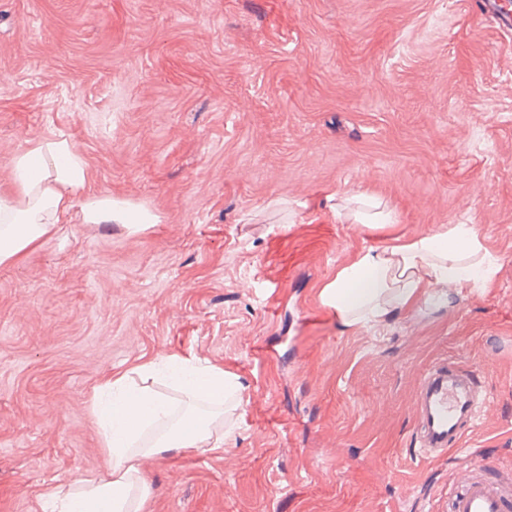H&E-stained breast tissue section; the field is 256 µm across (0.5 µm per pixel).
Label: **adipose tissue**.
I'll use <instances>...</instances> for the list:
<instances>
[{
  "instance_id": "1",
  "label": "adipose tissue",
  "mask_w": 512,
  "mask_h": 512,
  "mask_svg": "<svg viewBox=\"0 0 512 512\" xmlns=\"http://www.w3.org/2000/svg\"><path fill=\"white\" fill-rule=\"evenodd\" d=\"M10 187L0 188V266L20 264L28 252L56 236L73 216L87 224H119L137 232L157 223L156 215L108 193L90 190L92 173L65 136L36 143L12 159ZM358 210L344 218L374 232L354 260L337 269L319 292L344 328L376 326L414 312L419 305H441L464 290L492 287L500 268L471 224H442L427 234L379 238L394 226L395 211L381 200L359 195ZM179 389L189 401L214 411L203 418L184 416L171 423L173 408L162 394L131 389L128 373L107 376L94 394V409L110 466L106 476L73 480L43 496V512H139L148 484L139 464L172 449H222L225 416L240 405V384L223 369L181 360Z\"/></svg>"
}]
</instances>
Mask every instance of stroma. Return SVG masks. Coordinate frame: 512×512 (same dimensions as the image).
Segmentation results:
<instances>
[{
	"instance_id": "35a3bbf8",
	"label": "stroma",
	"mask_w": 512,
	"mask_h": 512,
	"mask_svg": "<svg viewBox=\"0 0 512 512\" xmlns=\"http://www.w3.org/2000/svg\"><path fill=\"white\" fill-rule=\"evenodd\" d=\"M66 135L93 191L148 209L74 222L0 267V512L108 469L93 395L149 362L237 376L220 451L143 459L146 512H448L451 475L512 472V29L470 0H0V185ZM475 225L493 288L343 329L321 285L367 242ZM490 396L461 449L417 448L435 361ZM354 198L358 199L361 204L360 209L346 213L339 202L340 199L336 196V205L331 206V210L336 214V219L350 220L354 224H360L370 232L382 230L397 223L394 209L381 200L364 194Z\"/></svg>"
}]
</instances>
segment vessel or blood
Wrapping results in <instances>:
<instances>
[{
  "label": "vessel or blood",
  "instance_id": "vessel-or-blood-1",
  "mask_svg": "<svg viewBox=\"0 0 512 512\" xmlns=\"http://www.w3.org/2000/svg\"><path fill=\"white\" fill-rule=\"evenodd\" d=\"M488 405L475 374L450 360L431 364L415 396L417 440L430 456L458 448ZM451 512H512V478L469 470L451 496Z\"/></svg>",
  "mask_w": 512,
  "mask_h": 512
}]
</instances>
